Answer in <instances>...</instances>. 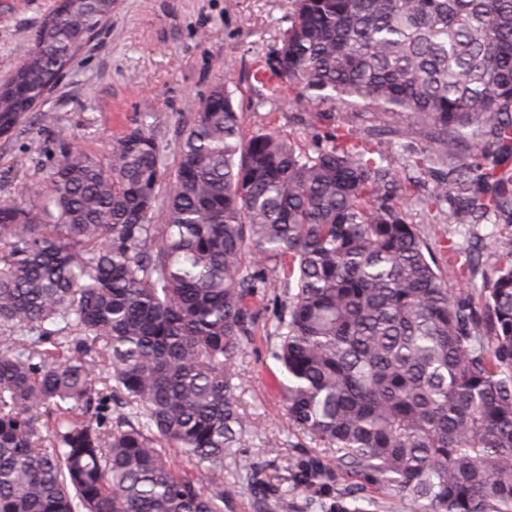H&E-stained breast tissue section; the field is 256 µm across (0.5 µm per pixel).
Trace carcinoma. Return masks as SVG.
Returning a JSON list of instances; mask_svg holds the SVG:
<instances>
[{"instance_id": "cac0c4a2", "label": "carcinoma", "mask_w": 512, "mask_h": 512, "mask_svg": "<svg viewBox=\"0 0 512 512\" xmlns=\"http://www.w3.org/2000/svg\"><path fill=\"white\" fill-rule=\"evenodd\" d=\"M114 3L59 0L0 85V138ZM291 10L272 72L292 105L336 97L423 136L408 166L436 173L433 221L512 226V0ZM373 136L246 137L217 83L166 194L143 124L106 166L62 148L40 206L0 202V512H238L224 469L253 472L258 432L238 362L269 280L288 293L270 356L296 430L411 512H512V232L466 262L494 272L481 306L452 295L402 203L417 185ZM331 478L291 468L297 488Z\"/></svg>"}]
</instances>
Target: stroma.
<instances>
[{
	"instance_id": "obj_1",
	"label": "stroma",
	"mask_w": 512,
	"mask_h": 512,
	"mask_svg": "<svg viewBox=\"0 0 512 512\" xmlns=\"http://www.w3.org/2000/svg\"><path fill=\"white\" fill-rule=\"evenodd\" d=\"M289 0H116L111 18L85 45L64 78L43 103L28 114L9 137L0 138V201L30 206L31 187L44 183L60 157L62 143H70L101 163L110 159L113 138L152 118L166 172H173L184 131L201 100L217 82L233 93L245 134L273 131L313 143L330 123L352 121V109L337 101H316L308 111L282 102L268 113L256 104L263 88L253 78L255 65L270 61L290 24ZM56 0H0V82L20 63V51ZM328 112L331 122L309 125L308 112ZM377 146L398 177L410 176L406 157L425 149L418 135L401 136L381 127ZM413 222L436 255L449 289L472 296L489 268L475 270L473 284H465L459 267L461 248L476 240L490 241L496 224L432 223L419 201L408 205ZM265 307L254 336L239 360L241 400L255 420L258 437L244 452L264 480L287 485L288 467L301 458H325L326 453L289 422L283 407L281 377L268 350L274 340L277 314L285 298L280 287L262 289ZM328 495L342 496L361 487L367 512H410L401 494L367 482L363 477L332 466ZM224 485L235 491L238 512H279L261 486L228 470ZM325 495V496H328ZM324 495L311 489H291L292 512H320Z\"/></svg>"
}]
</instances>
